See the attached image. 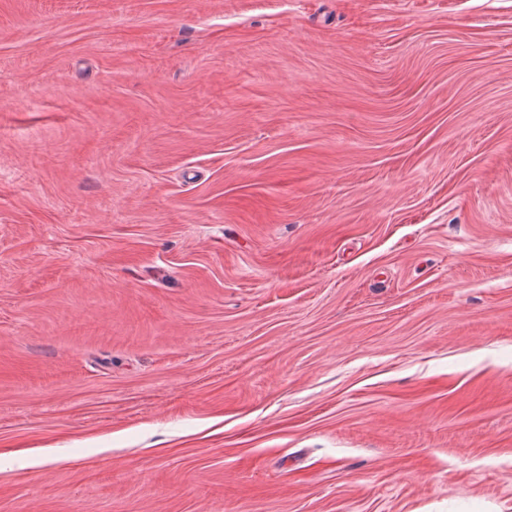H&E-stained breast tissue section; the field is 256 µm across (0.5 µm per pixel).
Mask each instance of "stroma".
I'll list each match as a JSON object with an SVG mask.
<instances>
[{"label":"stroma","instance_id":"1","mask_svg":"<svg viewBox=\"0 0 512 512\" xmlns=\"http://www.w3.org/2000/svg\"><path fill=\"white\" fill-rule=\"evenodd\" d=\"M0 512H512V0H0Z\"/></svg>","mask_w":512,"mask_h":512}]
</instances>
